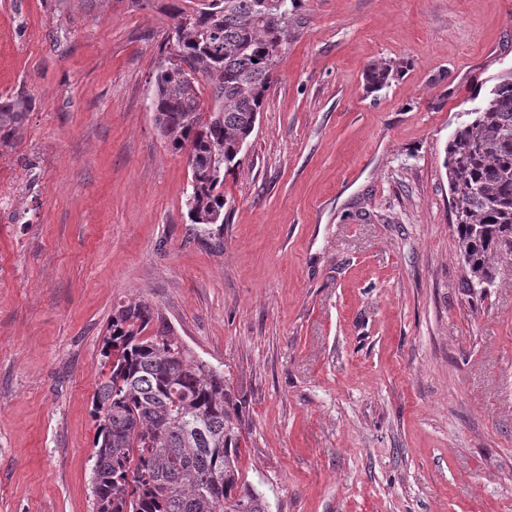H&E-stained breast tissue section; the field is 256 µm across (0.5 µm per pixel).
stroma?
<instances>
[{
  "mask_svg": "<svg viewBox=\"0 0 512 512\" xmlns=\"http://www.w3.org/2000/svg\"><path fill=\"white\" fill-rule=\"evenodd\" d=\"M196 5L0 0V98L30 103L0 147V512H92L128 301L223 371L268 512H512V260L463 288L443 166L512 69V0H299L202 236L152 108Z\"/></svg>",
  "mask_w": 512,
  "mask_h": 512,
  "instance_id": "obj_1",
  "label": "stroma"
}]
</instances>
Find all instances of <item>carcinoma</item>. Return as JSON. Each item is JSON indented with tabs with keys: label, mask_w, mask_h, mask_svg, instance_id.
<instances>
[{
	"label": "carcinoma",
	"mask_w": 512,
	"mask_h": 512,
	"mask_svg": "<svg viewBox=\"0 0 512 512\" xmlns=\"http://www.w3.org/2000/svg\"><path fill=\"white\" fill-rule=\"evenodd\" d=\"M289 0H203L176 15V61L154 80L155 123L170 151L188 152L191 223L210 233L224 223V176L241 164L288 41ZM189 63L211 84L184 77ZM392 66L371 67L372 88ZM27 115L22 99L0 101V145ZM445 149L459 255L473 280L495 281L512 258V71L494 78ZM102 356L109 373L98 387L91 456L93 512H267L261 494L241 479V410L224 373L196 356L159 312L141 302L112 311Z\"/></svg>",
	"instance_id": "cac0c4a2"
}]
</instances>
